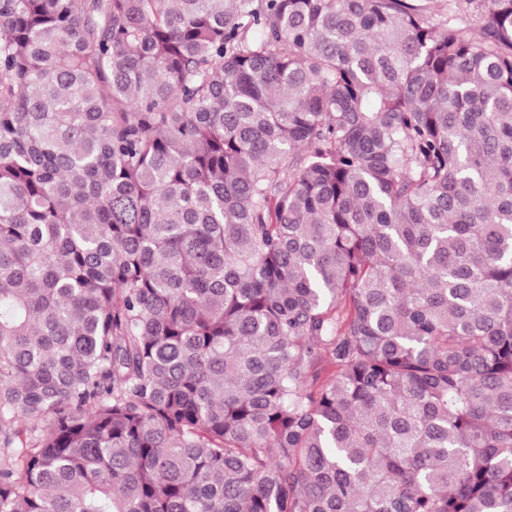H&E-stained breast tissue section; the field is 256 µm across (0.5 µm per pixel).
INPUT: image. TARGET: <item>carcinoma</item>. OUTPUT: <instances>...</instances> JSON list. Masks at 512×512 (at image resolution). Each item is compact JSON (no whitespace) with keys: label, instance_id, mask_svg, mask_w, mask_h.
Here are the masks:
<instances>
[{"label":"carcinoma","instance_id":"carcinoma-1","mask_svg":"<svg viewBox=\"0 0 512 512\" xmlns=\"http://www.w3.org/2000/svg\"><path fill=\"white\" fill-rule=\"evenodd\" d=\"M0 512H512V0H0Z\"/></svg>","mask_w":512,"mask_h":512}]
</instances>
